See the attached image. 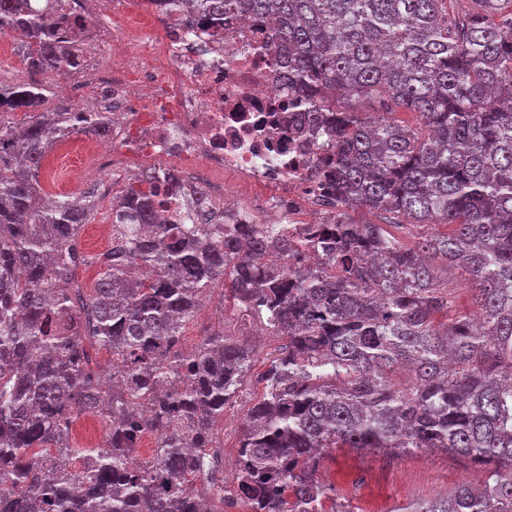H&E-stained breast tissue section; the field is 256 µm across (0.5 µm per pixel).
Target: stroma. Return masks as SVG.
Instances as JSON below:
<instances>
[{
  "label": "stroma",
  "instance_id": "35a3bbf8",
  "mask_svg": "<svg viewBox=\"0 0 512 512\" xmlns=\"http://www.w3.org/2000/svg\"><path fill=\"white\" fill-rule=\"evenodd\" d=\"M109 38L108 25H101L84 44V65L77 71L42 75V82L58 88L61 82L71 86L72 99H80L89 86V78L100 69L111 66L112 54L103 45ZM81 156L59 154L55 164H43L38 182L46 196L78 197L84 187L67 182L66 174L79 170ZM112 239V201L110 195L95 197L94 212L89 224L83 225L79 242L90 255L105 251ZM222 333L252 344L254 357L251 370L260 372L275 355L276 338L261 334L256 315L242 311L225 300L223 287L209 291L204 305L184 330L185 347L195 346L205 336ZM252 389H244L234 406L227 408L219 424L216 443L225 461L226 471H234L238 455L242 419L250 405ZM316 476L336 489V504L345 512H412L416 503L448 492L457 483L467 480L477 484L483 480L481 471L464 460L441 451H415L393 457L381 452H356L336 448L324 455Z\"/></svg>",
  "mask_w": 512,
  "mask_h": 512
}]
</instances>
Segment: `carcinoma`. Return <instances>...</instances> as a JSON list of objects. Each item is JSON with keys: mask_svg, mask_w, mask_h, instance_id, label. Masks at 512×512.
Instances as JSON below:
<instances>
[{"mask_svg": "<svg viewBox=\"0 0 512 512\" xmlns=\"http://www.w3.org/2000/svg\"><path fill=\"white\" fill-rule=\"evenodd\" d=\"M195 2L201 22L241 14L270 29L300 122L336 147L343 206L453 231L410 247L343 217L326 237L334 257L296 268L280 228L166 224L131 183L113 246L90 258L78 230L94 200L45 202L37 176L54 144L108 137L112 114L89 111L77 130L71 108L39 111L50 87L0 84V512H222L197 483L213 485L208 448L252 355L222 333L182 349L220 284L287 338L257 375L238 445L234 494L251 512H338L315 478L333 448L456 454L485 481L416 512H512V0ZM2 31L36 75L79 67L85 32L30 0H0ZM338 94L383 112L338 110ZM393 106L421 126L400 125ZM436 256L462 270L474 310L454 308ZM89 260L101 268L92 296L69 287ZM91 349L112 354L109 391ZM81 413L103 418V447L69 442ZM146 432L156 448L133 467Z\"/></svg>", "mask_w": 512, "mask_h": 512, "instance_id": "cac0c4a2", "label": "carcinoma"}]
</instances>
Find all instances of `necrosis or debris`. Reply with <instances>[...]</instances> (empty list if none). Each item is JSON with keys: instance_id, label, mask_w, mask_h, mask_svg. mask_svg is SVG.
Returning a JSON list of instances; mask_svg holds the SVG:
<instances>
[{"instance_id": "necrosis-or-debris-1", "label": "necrosis or debris", "mask_w": 512, "mask_h": 512, "mask_svg": "<svg viewBox=\"0 0 512 512\" xmlns=\"http://www.w3.org/2000/svg\"><path fill=\"white\" fill-rule=\"evenodd\" d=\"M139 5L112 0V51L130 63L112 65L98 81L118 93L122 120L109 141L90 136L78 143L84 173L107 192L103 177L115 165L134 179L149 159L158 160L150 185L169 224L189 221L177 191L178 161L234 174L258 186L259 195L245 206L221 207L220 198L233 189L226 183L209 210L223 211L231 224H252L264 214L293 242L289 263L325 260V252L305 241L339 219L329 168L334 148L324 130L301 133L293 125V94L270 63L265 27L241 16L204 25L183 0H159L147 20Z\"/></svg>"}]
</instances>
